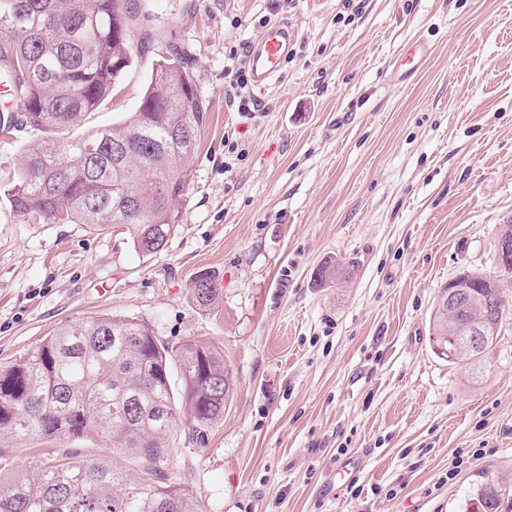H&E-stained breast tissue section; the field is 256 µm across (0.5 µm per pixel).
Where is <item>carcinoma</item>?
I'll return each instance as SVG.
<instances>
[{
	"label": "carcinoma",
	"mask_w": 512,
	"mask_h": 512,
	"mask_svg": "<svg viewBox=\"0 0 512 512\" xmlns=\"http://www.w3.org/2000/svg\"><path fill=\"white\" fill-rule=\"evenodd\" d=\"M131 0H0V76L18 110L0 111V138L20 128L52 134L24 148L12 186L15 211L47 224L125 226L136 249H165L197 149L203 103L187 55L161 49L137 108L120 122L79 138L63 132L105 105L142 45L132 39ZM352 266L325 261L312 274L317 288L349 281ZM486 276L463 272L455 285L481 296L489 318L434 310L429 340L452 364L477 366L507 317ZM215 277L201 272L192 295L207 309L217 300ZM474 323L475 348L448 335V325ZM236 389L224 354L189 342L175 348L132 318L111 316L55 330L8 366L0 365V434L60 444L96 438L130 450L146 465L136 474L106 459L79 460L49 448L29 461L30 476L0 463V512H202L181 483L166 476L169 439L185 419L202 438L224 418ZM512 484L491 469L477 473L478 512H499Z\"/></svg>",
	"instance_id": "1"
}]
</instances>
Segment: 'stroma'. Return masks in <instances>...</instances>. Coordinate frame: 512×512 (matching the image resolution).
Here are the masks:
<instances>
[{
	"label": "stroma",
	"instance_id": "obj_1",
	"mask_svg": "<svg viewBox=\"0 0 512 512\" xmlns=\"http://www.w3.org/2000/svg\"><path fill=\"white\" fill-rule=\"evenodd\" d=\"M131 7L133 39L191 56L206 109L181 219L157 254L124 227L28 221L6 192L34 133L0 140V364L111 315L214 345L237 393L204 438L178 425L168 469L203 512H462L480 470L511 481L512 316L474 373L434 354L429 325L440 288L493 272L512 224V0ZM264 16L295 38L243 113L224 52L258 40ZM419 40L426 64L394 80ZM155 60L138 57L84 128L134 111ZM329 259L354 264L352 279L314 287ZM202 271L222 283L208 309L191 296ZM345 464L359 498L336 481Z\"/></svg>",
	"mask_w": 512,
	"mask_h": 512
}]
</instances>
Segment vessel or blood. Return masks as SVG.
I'll use <instances>...</instances> for the list:
<instances>
[{
    "label": "vessel or blood",
    "instance_id": "obj_1",
    "mask_svg": "<svg viewBox=\"0 0 512 512\" xmlns=\"http://www.w3.org/2000/svg\"><path fill=\"white\" fill-rule=\"evenodd\" d=\"M294 32L287 21L275 20L268 23L261 37L247 48V61L255 86L264 88L279 79L281 65L293 41ZM429 49L424 44L410 48L405 62L397 74L400 82L410 81L419 71Z\"/></svg>",
    "mask_w": 512,
    "mask_h": 512
}]
</instances>
